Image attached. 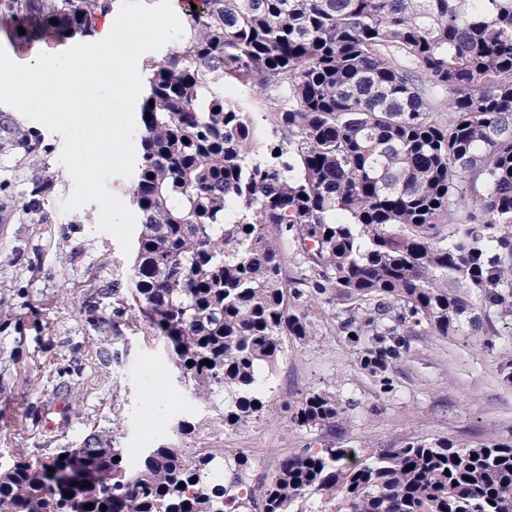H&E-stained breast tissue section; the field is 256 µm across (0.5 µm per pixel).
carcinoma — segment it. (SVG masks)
Instances as JSON below:
<instances>
[{
    "label": "carcinoma",
    "instance_id": "cac0c4a2",
    "mask_svg": "<svg viewBox=\"0 0 512 512\" xmlns=\"http://www.w3.org/2000/svg\"><path fill=\"white\" fill-rule=\"evenodd\" d=\"M104 9L27 0L23 37L87 34ZM183 25L140 107L129 295L192 399L222 400L229 426L259 417L284 337L308 340L326 295L382 393L412 336L492 348L512 330V0H201ZM345 413L311 390L291 421ZM84 456L90 486L56 476ZM249 467L163 441L131 462L93 435L0 471V512H512V440L304 448L257 487Z\"/></svg>",
    "mask_w": 512,
    "mask_h": 512
}]
</instances>
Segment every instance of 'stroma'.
<instances>
[{"instance_id": "obj_1", "label": "stroma", "mask_w": 512, "mask_h": 512, "mask_svg": "<svg viewBox=\"0 0 512 512\" xmlns=\"http://www.w3.org/2000/svg\"><path fill=\"white\" fill-rule=\"evenodd\" d=\"M16 8L0 0V48L13 61L74 46L22 40ZM63 146L60 134L0 106V468L21 453L80 447L91 434L116 436L124 448L164 436L178 448L245 452L257 486L286 457L328 442L383 449L414 436L461 444L512 436V389L497 380L512 339L489 349L463 337H411V356L383 394L338 333L336 304L323 299L309 309L313 341L285 339L259 418L228 427L215 408L183 399L163 342L130 318L132 259L98 231L97 204L61 209L73 191ZM312 389L347 405L342 431L290 423V407ZM161 394L163 411L154 405ZM191 414L210 426L187 439L161 434V420Z\"/></svg>"}]
</instances>
